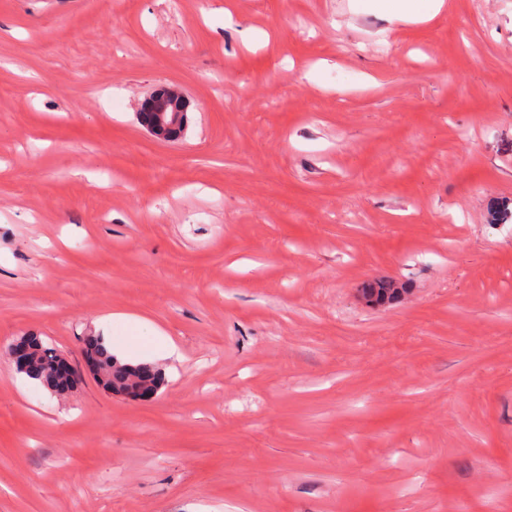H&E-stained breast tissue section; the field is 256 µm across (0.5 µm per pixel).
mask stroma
<instances>
[{
    "label": "stroma",
    "mask_w": 512,
    "mask_h": 512,
    "mask_svg": "<svg viewBox=\"0 0 512 512\" xmlns=\"http://www.w3.org/2000/svg\"><path fill=\"white\" fill-rule=\"evenodd\" d=\"M101 333L179 355H0V512H512V0H0V348ZM442 5L443 0H393L380 7L399 20L419 21L437 14ZM187 110L183 93L178 88L169 86L162 93L152 92L143 101L139 112H152V119L143 123V126L155 139L171 141L173 131L182 124ZM187 122H190L188 113ZM405 292V288H398L393 282L379 280L365 288L364 297L371 298L378 306H385L396 302ZM18 343L28 352L26 355L28 368L26 370L17 368L20 373L44 387L47 382H52L60 391L70 386L68 383H58L56 378H53L54 365L60 355L53 344L36 336H23ZM85 352L97 356L102 371L107 376V381L105 383L102 382L103 386L111 392L113 389L117 393L122 391V388L115 387L112 384L122 383L128 375L138 378L140 386L144 387L148 393L153 392L156 394L164 385V373L159 367L146 364L121 363L112 355L110 348L105 345L101 336H88L85 340ZM84 364L88 370L94 372L98 379H103L102 371L92 357H85Z\"/></svg>",
    "instance_id": "obj_1"
}]
</instances>
